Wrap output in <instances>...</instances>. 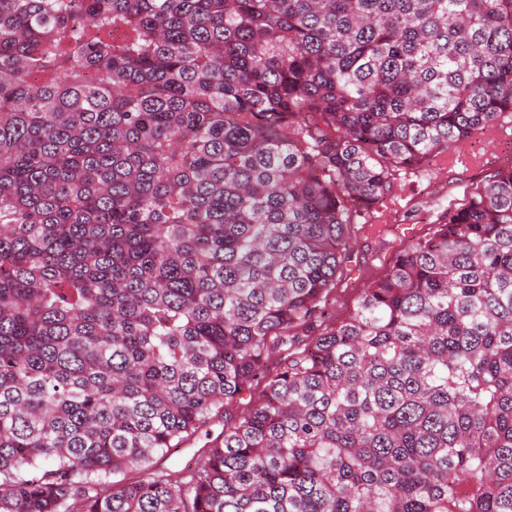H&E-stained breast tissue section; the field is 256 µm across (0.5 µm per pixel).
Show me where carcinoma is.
I'll list each match as a JSON object with an SVG mask.
<instances>
[{"instance_id":"obj_1","label":"carcinoma","mask_w":512,"mask_h":512,"mask_svg":"<svg viewBox=\"0 0 512 512\" xmlns=\"http://www.w3.org/2000/svg\"><path fill=\"white\" fill-rule=\"evenodd\" d=\"M504 112L512 0H0V512H512V168L319 312ZM470 159L461 161L462 151ZM512 166V115L475 132L459 149L436 157L423 171L400 172L392 193L358 224L328 312L344 318L372 282L386 274L414 239L431 232L448 209L460 207L492 173ZM204 433L202 436H195L190 441L181 445L180 448H173L170 455L158 460L152 470L173 471L177 469H189L194 467L199 460L200 448L205 443Z\"/></svg>"}]
</instances>
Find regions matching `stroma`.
<instances>
[{
    "label": "stroma",
    "instance_id": "1",
    "mask_svg": "<svg viewBox=\"0 0 512 512\" xmlns=\"http://www.w3.org/2000/svg\"><path fill=\"white\" fill-rule=\"evenodd\" d=\"M507 166H512V115L506 113L495 128L475 132L461 151L436 157L426 170L399 173L390 196L353 235L329 312L347 316L359 294L389 271L400 251Z\"/></svg>",
    "mask_w": 512,
    "mask_h": 512
}]
</instances>
